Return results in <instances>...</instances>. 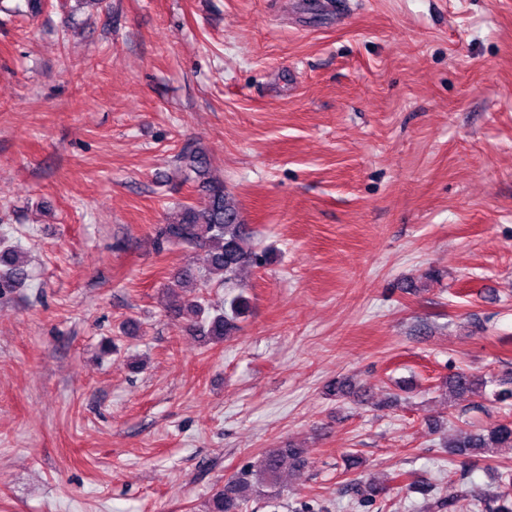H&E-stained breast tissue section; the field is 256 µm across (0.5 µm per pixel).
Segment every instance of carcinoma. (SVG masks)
Instances as JSON below:
<instances>
[{
    "label": "carcinoma",
    "instance_id": "carcinoma-1",
    "mask_svg": "<svg viewBox=\"0 0 512 512\" xmlns=\"http://www.w3.org/2000/svg\"><path fill=\"white\" fill-rule=\"evenodd\" d=\"M178 160L186 163V169L201 179L205 202L201 206L181 205L177 219L158 228L157 243L162 247L175 245L205 252V270L200 271L190 263L183 266L177 275V286L204 288L216 281L229 288L244 267L263 265L268 257L252 245V235L243 224L233 197L224 188V181L209 176L206 155L196 152L181 155ZM27 277L20 252L8 246L0 248V291L16 287ZM249 308L248 298L239 294L229 300L228 313L217 310L206 316L194 297L171 308V313L176 317L189 315L204 338L221 342L237 329L236 319ZM487 384L485 377L469 370L457 371L447 380L448 393L453 395L483 393ZM502 450L512 452V419L505 418L476 431L459 429L448 440V455L464 462ZM305 464L302 449L291 444L286 448L269 449L257 462L241 468L227 483L213 489L207 512H244L251 494L279 479L285 470H298ZM353 486L362 493L364 502L386 492V488L373 479L363 482L355 478ZM477 508L481 512H512V480L501 482L491 493L479 495Z\"/></svg>",
    "mask_w": 512,
    "mask_h": 512
}]
</instances>
